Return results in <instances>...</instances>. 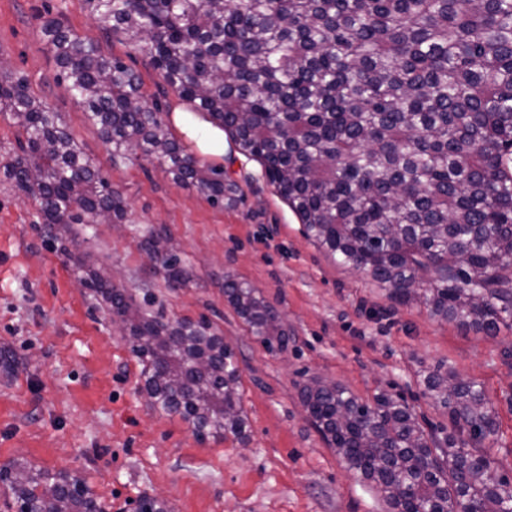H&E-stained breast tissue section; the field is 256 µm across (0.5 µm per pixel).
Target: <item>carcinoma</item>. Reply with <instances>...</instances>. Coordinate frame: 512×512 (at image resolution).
<instances>
[{
	"label": "carcinoma",
	"instance_id": "obj_1",
	"mask_svg": "<svg viewBox=\"0 0 512 512\" xmlns=\"http://www.w3.org/2000/svg\"><path fill=\"white\" fill-rule=\"evenodd\" d=\"M98 28L144 53L164 85L257 161L319 248L400 304L489 337L512 328V0H84ZM42 34L59 78L113 160L153 157L174 183L214 204L238 186L185 154L141 92L140 76L56 19ZM0 112L18 128L0 169L43 223H119L120 194L79 149L60 113L0 70ZM144 250L169 285L182 260L153 228ZM82 280L143 364V393L194 433L246 438L232 347L202 318L148 313L101 271ZM224 295L270 352L288 349L276 310L251 285ZM425 394L450 430L425 432L387 391L369 403L313 379L308 416L392 512H505L494 470L498 422L484 389L439 370ZM0 487L32 512H102L84 481L0 468Z\"/></svg>",
	"mask_w": 512,
	"mask_h": 512
}]
</instances>
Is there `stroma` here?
<instances>
[{"label":"stroma","mask_w":512,"mask_h":512,"mask_svg":"<svg viewBox=\"0 0 512 512\" xmlns=\"http://www.w3.org/2000/svg\"><path fill=\"white\" fill-rule=\"evenodd\" d=\"M58 18L102 52L123 58L158 97L163 117L181 103L148 57L103 34L83 0H0V64L24 74L33 96L59 112L125 206L118 224L46 231L37 203L0 175V466L21 460L89 483L110 512L145 494L172 512H390L304 412L300 388L318 377L367 401L379 391L413 406L427 431L448 417L423 379L451 370L485 389L498 421L496 458L512 477V330L494 337L400 306L306 236L258 162L233 165L238 197L215 205L175 184L151 159L113 163L108 146L59 80L41 29ZM164 230L183 260L170 287L146 260L147 228ZM104 270L147 311L207 317L237 353L248 437H198L142 391V364L104 304L75 284L76 258ZM233 277L278 311L289 342L268 351L224 295Z\"/></svg>","instance_id":"obj_1"}]
</instances>
